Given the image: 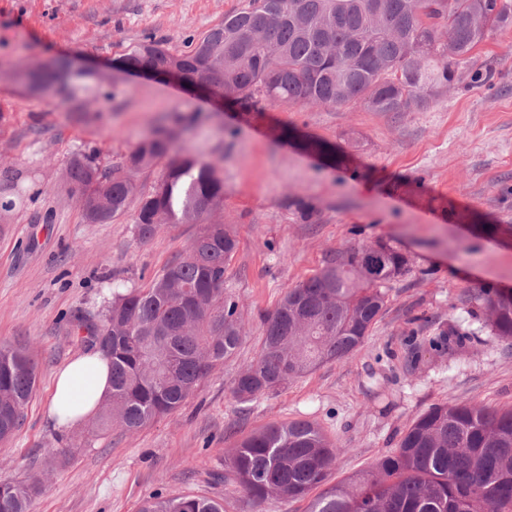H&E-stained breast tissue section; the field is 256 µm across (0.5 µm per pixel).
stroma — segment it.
<instances>
[{
    "label": "stroma",
    "instance_id": "1",
    "mask_svg": "<svg viewBox=\"0 0 512 512\" xmlns=\"http://www.w3.org/2000/svg\"><path fill=\"white\" fill-rule=\"evenodd\" d=\"M246 0H0V344L27 342L38 359L20 430L0 445V483L42 474L31 512H139L144 498L196 495L224 512H253L225 482L233 446L276 423L304 419L345 448L332 482L393 452L436 403L512 408V346L492 336L474 289H512V27L490 33L438 97L404 112L263 104L227 107L188 86L113 70L153 35L188 50ZM67 56L83 77L30 92L22 70ZM218 167L224 202L212 221L238 248L224 291L238 299L244 338L174 413L134 433L91 421L58 435L48 416L54 376L85 346L77 317L98 321L111 294L146 286L200 233L164 224L141 240L134 210L86 223L66 186L71 158L122 163L152 131ZM312 136L336 159L306 152ZM305 201L311 222L291 201ZM378 240L409 259L387 309L359 351L238 402L239 370L260 349L258 311L339 250ZM67 449L54 459L48 451Z\"/></svg>",
    "mask_w": 512,
    "mask_h": 512
}]
</instances>
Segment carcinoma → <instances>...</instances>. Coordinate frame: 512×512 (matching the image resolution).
<instances>
[{"label": "carcinoma", "mask_w": 512, "mask_h": 512, "mask_svg": "<svg viewBox=\"0 0 512 512\" xmlns=\"http://www.w3.org/2000/svg\"><path fill=\"white\" fill-rule=\"evenodd\" d=\"M512 26L509 0H248L187 52L144 37L115 64L131 73L175 70L204 90L224 88L230 105L259 109L361 104L404 112L448 88L453 66L495 30ZM69 65L57 60L24 74L46 92ZM172 133L142 140L122 165L88 155L67 171L89 224H107L137 201L135 224L147 240L162 224H201L187 250L143 288L112 296L100 322H80L81 341L110 359L112 390L98 426L136 432L175 412L210 372L232 359L243 339L238 301L224 276L238 241L207 216L224 202V180L192 151L177 152ZM166 161L152 191L131 173ZM336 254L318 272L258 312L262 345L234 380L240 403L288 380L357 353L386 310L388 285L410 272L405 255L379 242ZM492 335L512 344V290L472 295ZM38 360L26 343L0 345V444L25 419ZM343 453L307 420L273 424L244 438L228 458L230 475L257 508L274 498L321 492L307 512H512V409L477 403L434 404L401 437L394 453L345 481L327 484ZM43 478L0 484V512H29ZM139 512H224L210 498L145 499Z\"/></svg>", "instance_id": "cac0c4a2"}]
</instances>
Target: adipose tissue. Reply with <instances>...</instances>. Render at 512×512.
Returning a JSON list of instances; mask_svg holds the SVG:
<instances>
[{"label": "adipose tissue", "mask_w": 512, "mask_h": 512, "mask_svg": "<svg viewBox=\"0 0 512 512\" xmlns=\"http://www.w3.org/2000/svg\"><path fill=\"white\" fill-rule=\"evenodd\" d=\"M109 361L99 353L84 352L55 375L48 411L59 431L92 414L110 392Z\"/></svg>", "instance_id": "ef3b65f1"}]
</instances>
